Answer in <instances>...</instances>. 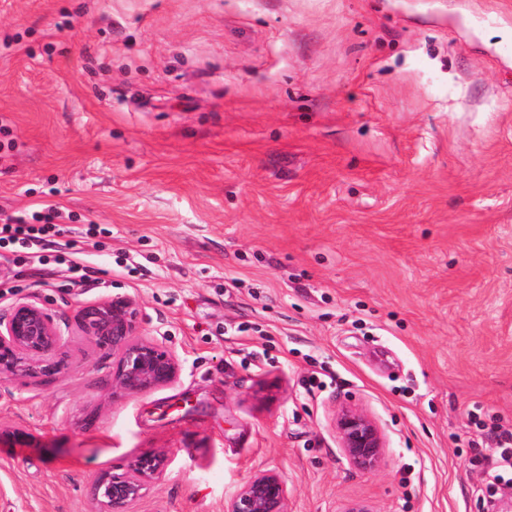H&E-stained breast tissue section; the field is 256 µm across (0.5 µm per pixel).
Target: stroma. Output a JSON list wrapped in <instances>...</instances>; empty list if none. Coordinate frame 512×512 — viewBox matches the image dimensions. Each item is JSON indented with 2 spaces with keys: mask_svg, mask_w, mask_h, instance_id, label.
<instances>
[{
  "mask_svg": "<svg viewBox=\"0 0 512 512\" xmlns=\"http://www.w3.org/2000/svg\"><path fill=\"white\" fill-rule=\"evenodd\" d=\"M0 115V213L104 229L98 287L0 260V308L126 296L182 365L116 396L75 336L1 384L0 512H100L150 451L131 512H224L267 470L288 512H512L480 460L512 431V0H0ZM335 429L346 460L354 467L376 469L385 454V441L376 421L350 406H341L335 416ZM166 455L148 453L133 461L124 473L104 474L95 482V496L103 512H129L131 504L164 468Z\"/></svg>",
  "mask_w": 512,
  "mask_h": 512,
  "instance_id": "1",
  "label": "stroma"
}]
</instances>
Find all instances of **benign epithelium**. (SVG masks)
I'll return each mask as SVG.
<instances>
[{
    "label": "benign epithelium",
    "instance_id": "1",
    "mask_svg": "<svg viewBox=\"0 0 512 512\" xmlns=\"http://www.w3.org/2000/svg\"><path fill=\"white\" fill-rule=\"evenodd\" d=\"M142 317L131 298L112 296L78 303L71 321L62 324L37 297L22 298L0 311V383L56 374L61 368L59 353L73 332L112 355V383L120 393L135 396L170 386L180 376L179 357L163 342L141 337ZM335 429L352 466L366 471L379 466L385 441L372 417L342 406L336 412ZM165 462V454L148 453L123 473L99 476L95 496L103 512H129ZM225 512H288L287 485L273 471L260 473L241 486Z\"/></svg>",
    "mask_w": 512,
    "mask_h": 512
}]
</instances>
